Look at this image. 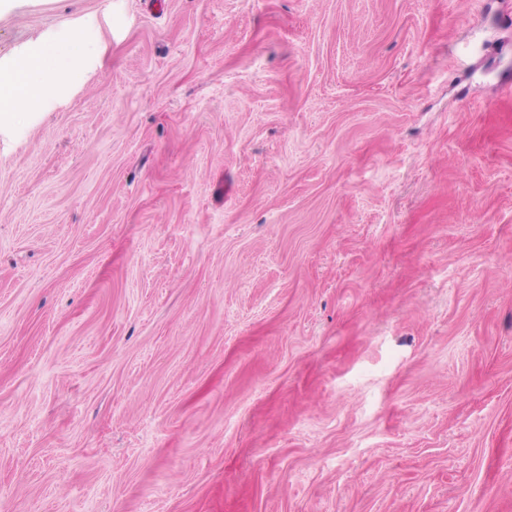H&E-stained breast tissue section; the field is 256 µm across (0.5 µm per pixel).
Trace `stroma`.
I'll return each mask as SVG.
<instances>
[{
  "label": "stroma",
  "mask_w": 512,
  "mask_h": 512,
  "mask_svg": "<svg viewBox=\"0 0 512 512\" xmlns=\"http://www.w3.org/2000/svg\"><path fill=\"white\" fill-rule=\"evenodd\" d=\"M0 512H512V0H5ZM81 40L62 45L53 41L35 43L18 55L7 67L0 68V126L2 116L17 109L40 112L49 95L57 88L76 81L80 69L74 66L83 58Z\"/></svg>",
  "instance_id": "1"
}]
</instances>
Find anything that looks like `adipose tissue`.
<instances>
[{
	"label": "adipose tissue",
	"mask_w": 512,
	"mask_h": 512,
	"mask_svg": "<svg viewBox=\"0 0 512 512\" xmlns=\"http://www.w3.org/2000/svg\"><path fill=\"white\" fill-rule=\"evenodd\" d=\"M83 56L77 39L65 45L49 40L32 45L7 69H0V114L8 116L19 109L42 111L55 89L79 78L75 62Z\"/></svg>",
	"instance_id": "ef3b65f1"
}]
</instances>
